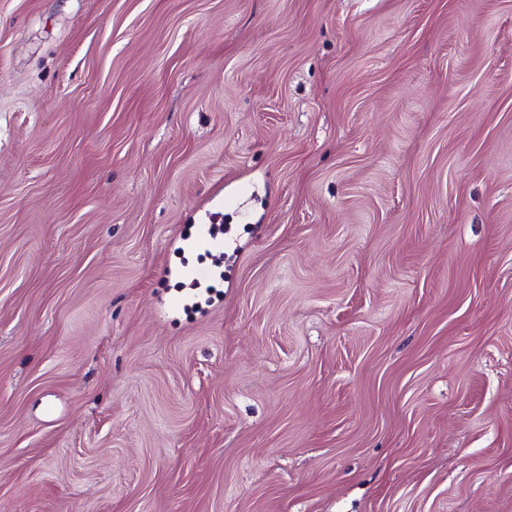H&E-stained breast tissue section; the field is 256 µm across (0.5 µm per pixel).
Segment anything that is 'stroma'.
<instances>
[{
    "mask_svg": "<svg viewBox=\"0 0 512 512\" xmlns=\"http://www.w3.org/2000/svg\"><path fill=\"white\" fill-rule=\"evenodd\" d=\"M0 512H512V0H0ZM190 247L222 254L224 253V239L218 236L209 224H200L199 234L191 241Z\"/></svg>",
    "mask_w": 512,
    "mask_h": 512,
    "instance_id": "stroma-1",
    "label": "stroma"
}]
</instances>
